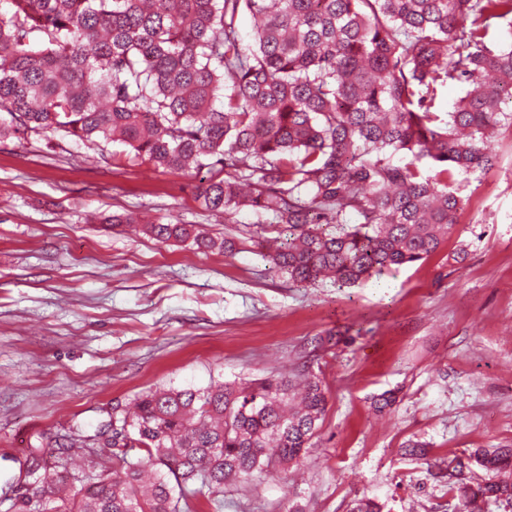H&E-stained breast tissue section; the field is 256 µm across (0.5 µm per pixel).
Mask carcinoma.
I'll list each match as a JSON object with an SVG mask.
<instances>
[{"mask_svg":"<svg viewBox=\"0 0 512 512\" xmlns=\"http://www.w3.org/2000/svg\"><path fill=\"white\" fill-rule=\"evenodd\" d=\"M246 15L258 20L242 33ZM466 87L452 109L436 105ZM0 138L53 131L120 142L200 177L209 211L261 218L214 239L159 220L145 232L233 255L250 245L294 286L351 287L434 254L468 198L458 174L497 164L512 129V0H7ZM48 463L16 460L13 512H196L224 486L297 459L326 409L321 381L163 387ZM112 474L96 468L100 437ZM457 461V512L512 505V447Z\"/></svg>","mask_w":512,"mask_h":512,"instance_id":"1","label":"carcinoma"}]
</instances>
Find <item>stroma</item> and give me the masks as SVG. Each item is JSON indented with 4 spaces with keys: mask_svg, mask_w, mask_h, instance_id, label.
I'll return each mask as SVG.
<instances>
[{
    "mask_svg": "<svg viewBox=\"0 0 512 512\" xmlns=\"http://www.w3.org/2000/svg\"><path fill=\"white\" fill-rule=\"evenodd\" d=\"M492 148L497 166L467 180L437 252L356 288H296L257 252L108 224L133 212L220 239L256 223L205 211L194 179L120 143L0 139V484L27 448L95 434L146 388L306 369L327 396L307 452L225 490L220 512H349L363 496L384 512H455L449 460L512 445V135ZM387 390L399 400L381 417L372 398ZM410 439L427 457L403 455Z\"/></svg>",
    "mask_w": 512,
    "mask_h": 512,
    "instance_id": "1",
    "label": "stroma"
}]
</instances>
